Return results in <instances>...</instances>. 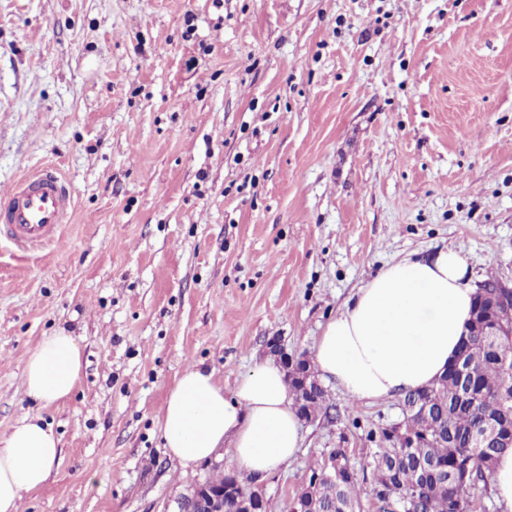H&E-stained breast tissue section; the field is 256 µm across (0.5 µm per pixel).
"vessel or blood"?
<instances>
[{"label": "vessel or blood", "mask_w": 512, "mask_h": 512, "mask_svg": "<svg viewBox=\"0 0 512 512\" xmlns=\"http://www.w3.org/2000/svg\"><path fill=\"white\" fill-rule=\"evenodd\" d=\"M73 210L58 170L47 166L0 190V240L38 247L55 239Z\"/></svg>", "instance_id": "vessel-or-blood-1"}]
</instances>
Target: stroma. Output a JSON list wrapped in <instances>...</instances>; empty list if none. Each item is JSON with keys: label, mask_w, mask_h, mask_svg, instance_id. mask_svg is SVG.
I'll return each instance as SVG.
<instances>
[{"label": "stroma", "mask_w": 512, "mask_h": 512, "mask_svg": "<svg viewBox=\"0 0 512 512\" xmlns=\"http://www.w3.org/2000/svg\"><path fill=\"white\" fill-rule=\"evenodd\" d=\"M46 165L70 222L0 244V438L37 414L60 447L19 512H174L236 471L164 446L188 365L229 393L272 338L313 359L381 268L447 246L512 283V0H0V187ZM59 330L81 376L44 407L21 373ZM324 387L288 466L238 480L268 512L337 448L379 512L367 434L398 402Z\"/></svg>", "instance_id": "stroma-1"}]
</instances>
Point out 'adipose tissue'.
Masks as SVG:
<instances>
[{
	"label": "adipose tissue",
	"instance_id": "ef3b65f1",
	"mask_svg": "<svg viewBox=\"0 0 512 512\" xmlns=\"http://www.w3.org/2000/svg\"><path fill=\"white\" fill-rule=\"evenodd\" d=\"M476 293L467 260L454 249L390 264L329 321L315 347L317 369L355 403L430 386L465 337ZM81 369L77 339L58 331L29 354L23 385L38 403H61ZM163 432L183 467L227 444L238 470L254 479L288 463L302 442L301 419L273 360L257 365L230 394L213 372L186 367L167 395ZM59 455L55 432L40 418L14 425L0 439V512H18L24 496L43 487Z\"/></svg>",
	"mask_w": 512,
	"mask_h": 512
}]
</instances>
